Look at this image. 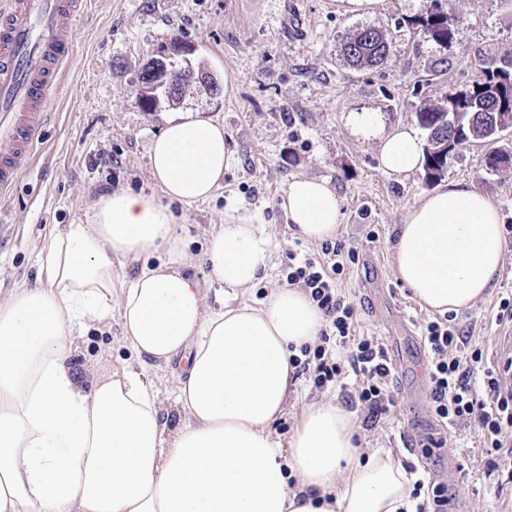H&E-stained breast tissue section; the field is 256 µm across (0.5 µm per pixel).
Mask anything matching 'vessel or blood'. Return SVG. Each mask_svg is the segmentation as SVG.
Masks as SVG:
<instances>
[{"mask_svg": "<svg viewBox=\"0 0 512 512\" xmlns=\"http://www.w3.org/2000/svg\"><path fill=\"white\" fill-rule=\"evenodd\" d=\"M82 0H0V190L26 169Z\"/></svg>", "mask_w": 512, "mask_h": 512, "instance_id": "1", "label": "vessel or blood"}]
</instances>
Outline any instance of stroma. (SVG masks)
<instances>
[{"mask_svg":"<svg viewBox=\"0 0 512 512\" xmlns=\"http://www.w3.org/2000/svg\"><path fill=\"white\" fill-rule=\"evenodd\" d=\"M431 0H377L372 11L349 12L343 0H88L77 18L71 51L50 96L49 117L28 168L0 192V300L39 281L37 259L65 225L87 222L101 195L118 188H151L149 147L166 120L197 112L224 126L234 161L212 198L176 205L189 231L188 271L216 306L203 254L210 231L224 221L228 199L244 201L274 241L268 275L247 296L263 302L283 287L289 252L316 253L319 244L291 228L279 203L294 177L323 178L335 186L341 218L338 240L356 251L338 287L357 309L358 331L387 342L404 322L420 329L431 314L417 304L393 264L396 228L434 191L422 173L398 176L379 166V142L353 132L350 115L379 113L385 128L416 127L421 100L474 83L483 70L512 50V0H447L460 18L458 37L445 47L425 41L409 21ZM390 30L384 64L355 70L340 57L344 37L355 28ZM169 55L178 67L207 74L220 84L212 92L191 83L181 103H139V77L146 63ZM512 152V136L496 144L477 141L451 162L443 184L460 183L491 195L499 204L505 234L504 262L488 295L457 313L456 323L488 363L512 355V322H498L501 299L512 298V169L492 174L484 166L492 149ZM118 323L88 329L73 341L71 361L82 385L95 370L130 360ZM184 363L150 368L147 381L160 392L168 428L186 415L175 403L176 377ZM297 393L272 425L288 438L308 405L342 401L343 391H316L298 377ZM396 408L376 429L358 430L365 453L382 448L411 467L421 481L441 479L448 460L423 458L422 443L434 418L428 394L414 373L394 381ZM460 452L461 469L449 483L453 512H512V479L489 469L481 438L471 424L443 431Z\"/></svg>","mask_w":512,"mask_h":512,"instance_id":"obj_1","label":"stroma"}]
</instances>
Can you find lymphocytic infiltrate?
Wrapping results in <instances>:
<instances>
[{"instance_id": "obj_1", "label": "lymphocytic infiltrate", "mask_w": 512, "mask_h": 512, "mask_svg": "<svg viewBox=\"0 0 512 512\" xmlns=\"http://www.w3.org/2000/svg\"><path fill=\"white\" fill-rule=\"evenodd\" d=\"M353 250L323 242L315 257L289 253L285 281L304 288L325 317L315 344L304 346L292 364L313 388L337 385L346 373L355 383L348 404L364 429L374 428L396 405L387 352L372 336L358 334L357 312L338 288ZM422 340L429 351L430 409L443 425L477 426L492 468L512 475V356L486 366L482 349L468 348L452 316L425 320Z\"/></svg>"}]
</instances>
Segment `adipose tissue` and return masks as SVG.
<instances>
[{"label": "adipose tissue", "instance_id": "obj_1", "mask_svg": "<svg viewBox=\"0 0 512 512\" xmlns=\"http://www.w3.org/2000/svg\"><path fill=\"white\" fill-rule=\"evenodd\" d=\"M380 165L408 174L423 161L413 130L380 139ZM159 194L100 196L87 223L51 237L37 285L0 302V512H416L414 474L377 451L361 458L339 404L309 406L288 441L271 430L295 384L290 364L324 316L299 288L253 305L272 241L230 201L204 262L221 287L206 306L187 273V236L170 205L210 198L232 162L224 127L187 112L149 148ZM280 206L311 241L334 238L340 208L329 181L295 177ZM504 227L486 193L451 184L397 227V276L426 310L470 308L496 283ZM162 254L112 302L113 261ZM118 319L139 363L102 371L81 389L70 364L76 331ZM184 356L175 401L188 421L167 430L148 366Z\"/></svg>", "mask_w": 512, "mask_h": 512}]
</instances>
